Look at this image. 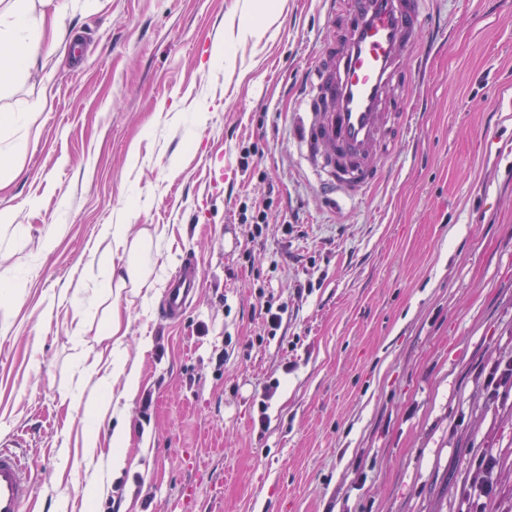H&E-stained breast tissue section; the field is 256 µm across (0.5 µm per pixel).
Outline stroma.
<instances>
[{
    "label": "stroma",
    "instance_id": "1",
    "mask_svg": "<svg viewBox=\"0 0 512 512\" xmlns=\"http://www.w3.org/2000/svg\"><path fill=\"white\" fill-rule=\"evenodd\" d=\"M72 2L82 60L62 44L0 88L2 110L45 103L25 153L0 134V275L26 277L0 300V438L28 440L26 512H466L482 454L500 461L486 512H512V393L483 387L512 356L499 0H430L411 144L389 182L343 206L317 194L288 135L328 36L324 0ZM245 200L270 205L261 237L239 220ZM108 224L165 226L162 282L87 315ZM193 259L198 303L170 322L166 284ZM268 300L288 312L263 339ZM113 309L139 372L117 406L130 435L117 473L111 425L88 452L70 404L99 394L85 368L111 360Z\"/></svg>",
    "mask_w": 512,
    "mask_h": 512
}]
</instances>
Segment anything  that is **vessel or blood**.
Here are the masks:
<instances>
[{"instance_id":"b4317fda","label":"vessel or blood","mask_w":512,"mask_h":512,"mask_svg":"<svg viewBox=\"0 0 512 512\" xmlns=\"http://www.w3.org/2000/svg\"><path fill=\"white\" fill-rule=\"evenodd\" d=\"M331 33L312 58L298 101L295 138L321 191L354 202L380 185L411 129L428 26L425 0H325ZM192 264L172 278L163 313L180 319L199 286ZM31 466L0 444V512H24Z\"/></svg>"}]
</instances>
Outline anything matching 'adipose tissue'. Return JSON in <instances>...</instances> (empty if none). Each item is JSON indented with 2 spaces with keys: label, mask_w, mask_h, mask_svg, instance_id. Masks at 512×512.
<instances>
[{
  "label": "adipose tissue",
  "mask_w": 512,
  "mask_h": 512,
  "mask_svg": "<svg viewBox=\"0 0 512 512\" xmlns=\"http://www.w3.org/2000/svg\"><path fill=\"white\" fill-rule=\"evenodd\" d=\"M68 11V0H56L52 17L39 14L35 0H12L9 7L0 9V77L13 78L29 72L39 56H50L63 34L62 20ZM105 247L100 265L103 268L99 286L103 294L121 293L126 289L155 287L154 265L150 253L161 236L155 230L128 234L124 225H107ZM104 391L103 397L89 404L85 424V445H99V431L105 421L113 419L116 409L110 391L122 384V397H133L138 389L136 370L126 367L125 359L113 357L109 367L96 379Z\"/></svg>",
  "instance_id": "adipose-tissue-1"
}]
</instances>
